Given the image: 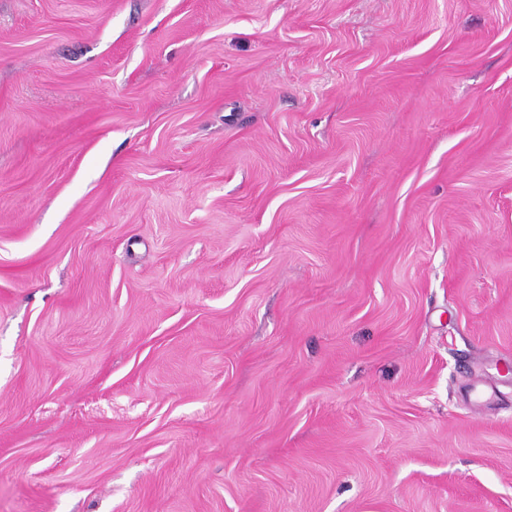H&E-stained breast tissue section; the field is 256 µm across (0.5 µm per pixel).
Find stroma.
<instances>
[{"mask_svg": "<svg viewBox=\"0 0 512 512\" xmlns=\"http://www.w3.org/2000/svg\"><path fill=\"white\" fill-rule=\"evenodd\" d=\"M512 0H0V512H512Z\"/></svg>", "mask_w": 512, "mask_h": 512, "instance_id": "obj_1", "label": "stroma"}]
</instances>
